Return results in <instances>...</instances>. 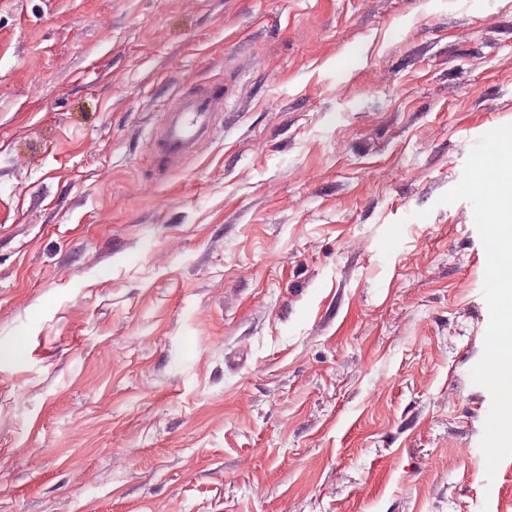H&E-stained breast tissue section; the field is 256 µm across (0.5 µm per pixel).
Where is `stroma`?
I'll list each match as a JSON object with an SVG mask.
<instances>
[{"label":"stroma","instance_id":"obj_1","mask_svg":"<svg viewBox=\"0 0 512 512\" xmlns=\"http://www.w3.org/2000/svg\"><path fill=\"white\" fill-rule=\"evenodd\" d=\"M505 124L512 0H0V512H512L438 202ZM229 82H214L205 90L178 97L165 110L162 127L153 140L156 152L177 163L196 152L199 142L211 135L215 118L224 110Z\"/></svg>","mask_w":512,"mask_h":512}]
</instances>
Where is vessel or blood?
<instances>
[{"instance_id": "b4317fda", "label": "vessel or blood", "mask_w": 512, "mask_h": 512, "mask_svg": "<svg viewBox=\"0 0 512 512\" xmlns=\"http://www.w3.org/2000/svg\"><path fill=\"white\" fill-rule=\"evenodd\" d=\"M228 90V83L215 82L205 90L178 97L166 110L164 123L153 140L157 153L170 163L195 153L200 141L211 135Z\"/></svg>"}]
</instances>
